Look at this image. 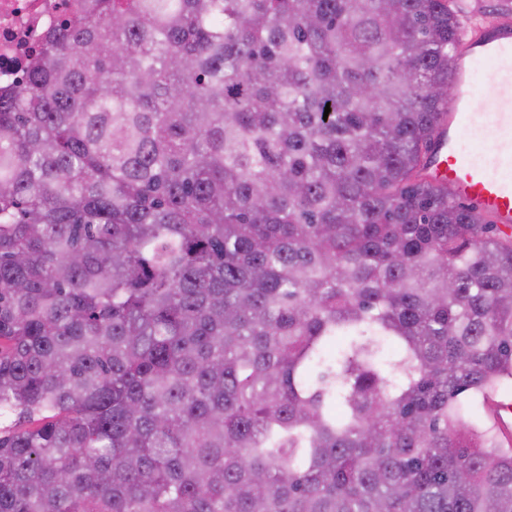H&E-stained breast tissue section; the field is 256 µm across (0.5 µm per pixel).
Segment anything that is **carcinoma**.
Wrapping results in <instances>:
<instances>
[{
	"label": "carcinoma",
	"mask_w": 512,
	"mask_h": 512,
	"mask_svg": "<svg viewBox=\"0 0 512 512\" xmlns=\"http://www.w3.org/2000/svg\"><path fill=\"white\" fill-rule=\"evenodd\" d=\"M454 2L95 0L0 90V512H512Z\"/></svg>",
	"instance_id": "carcinoma-1"
}]
</instances>
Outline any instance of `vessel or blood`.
<instances>
[{
    "mask_svg": "<svg viewBox=\"0 0 512 512\" xmlns=\"http://www.w3.org/2000/svg\"><path fill=\"white\" fill-rule=\"evenodd\" d=\"M486 62L482 80L496 90L491 111H478L472 96L474 66ZM457 95L435 141L432 169L455 198L474 204L501 231L512 230V23L475 36L452 60ZM489 142L485 152L463 155L462 138Z\"/></svg>",
    "mask_w": 512,
    "mask_h": 512,
    "instance_id": "b4317fda",
    "label": "vessel or blood"
}]
</instances>
